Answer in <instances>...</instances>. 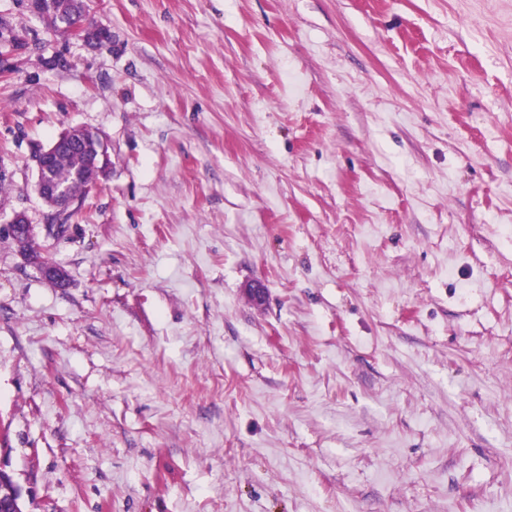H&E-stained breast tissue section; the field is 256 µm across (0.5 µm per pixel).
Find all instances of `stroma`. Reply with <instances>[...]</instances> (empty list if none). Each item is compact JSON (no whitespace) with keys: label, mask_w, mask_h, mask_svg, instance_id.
<instances>
[{"label":"stroma","mask_w":512,"mask_h":512,"mask_svg":"<svg viewBox=\"0 0 512 512\" xmlns=\"http://www.w3.org/2000/svg\"><path fill=\"white\" fill-rule=\"evenodd\" d=\"M86 4L111 46L0 0V227L69 276L0 235L23 512H512V0ZM71 127L112 166L55 239ZM42 50V42L38 33L27 28L18 29L10 17L0 16V57L3 64L0 68L1 74H7L15 66L12 62L13 56L8 54H32ZM3 55H8L4 56Z\"/></svg>","instance_id":"stroma-1"}]
</instances>
